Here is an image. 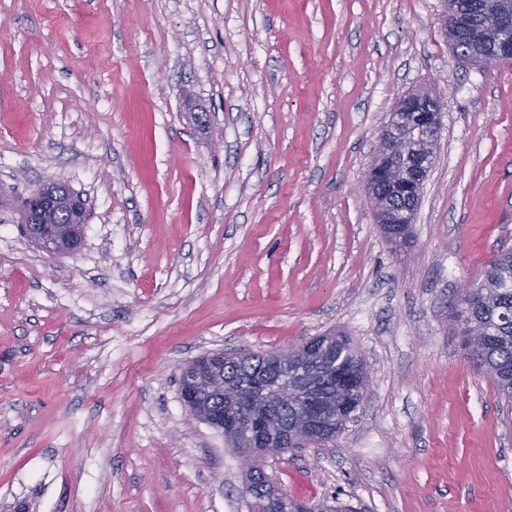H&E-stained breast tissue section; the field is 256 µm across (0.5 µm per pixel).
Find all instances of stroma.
<instances>
[{
	"label": "stroma",
	"instance_id": "1",
	"mask_svg": "<svg viewBox=\"0 0 512 512\" xmlns=\"http://www.w3.org/2000/svg\"><path fill=\"white\" fill-rule=\"evenodd\" d=\"M442 0H0V512H248L181 368L345 333L369 390L267 458L301 500L512 512V430L454 320L512 249V66L463 62ZM445 116L410 251L364 172L399 98ZM88 216L51 256L22 204ZM79 224L71 225V230L63 237L54 239V241L45 242L43 251L49 255H58L59 253H66L75 250L81 242V230L84 221L78 222Z\"/></svg>",
	"mask_w": 512,
	"mask_h": 512
}]
</instances>
